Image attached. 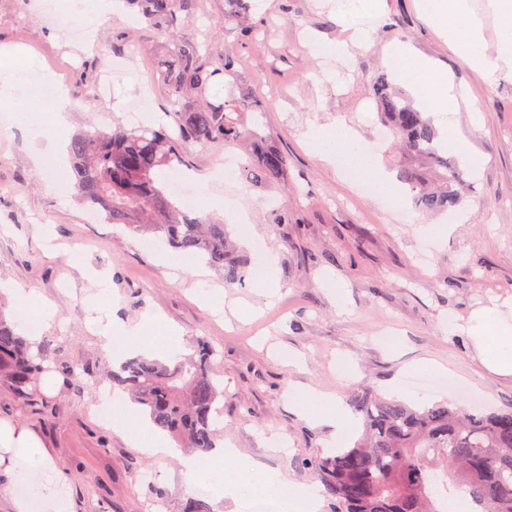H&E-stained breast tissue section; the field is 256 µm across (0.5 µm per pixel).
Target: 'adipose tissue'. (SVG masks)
I'll return each instance as SVG.
<instances>
[{"label":"adipose tissue","instance_id":"1","mask_svg":"<svg viewBox=\"0 0 512 512\" xmlns=\"http://www.w3.org/2000/svg\"><path fill=\"white\" fill-rule=\"evenodd\" d=\"M429 22L447 38L449 47L487 83H495L504 70L512 69V0H422ZM493 18L499 39L495 52H488L484 22ZM400 78L413 91L421 104L440 118L456 112L458 100L453 86L434 64L425 58L405 52L400 65ZM468 335L482 364L491 372L512 375V321L496 309L474 312ZM89 325L98 336L120 346L113 362L133 353L177 355L178 346L142 335L140 327L125 326L105 319L101 308L91 310ZM302 414L335 427L337 437L349 435L357 421L341 408L333 394L307 389L298 396ZM113 430L122 432L128 442L151 456L172 455L174 449L153 433L141 417L131 409L112 420ZM208 466H201L196 455L182 457L187 475L207 480L216 501L231 500L236 512H249L255 502L266 500L276 512H319L321 498L317 487L299 488L286 474L251 461L238 449L218 445L208 456ZM40 474L45 493L44 512H73L67 491L71 477L56 467L41 438L25 425L0 419V475L23 481L29 473Z\"/></svg>","mask_w":512,"mask_h":512}]
</instances>
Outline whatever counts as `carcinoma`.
<instances>
[{
  "label": "carcinoma",
  "mask_w": 512,
  "mask_h": 512,
  "mask_svg": "<svg viewBox=\"0 0 512 512\" xmlns=\"http://www.w3.org/2000/svg\"><path fill=\"white\" fill-rule=\"evenodd\" d=\"M169 44L156 63V79L167 93L178 135L161 125L117 126L109 132L72 138L69 162L76 174L77 199L123 224L132 233L164 239L189 257L201 258L230 282H243L245 265L233 256L224 224L192 217L158 178L181 162L178 146L207 147L245 143L250 168L263 181L286 175L285 154L259 122L264 112L249 90L223 100L210 90L231 75L229 55L208 56L194 39L176 34V24L193 18L198 0H128ZM224 20L234 22L244 39L253 37L250 0H224ZM381 121L403 152L399 181L413 193L415 206L440 213L456 207L461 172L445 156L432 119L393 91L388 77L373 86ZM40 343L17 334L0 302V378L22 397L48 370ZM216 350L201 345L190 355L132 356L108 371L112 388L126 393L135 411L153 426L206 454L214 448L218 423L215 403L224 395L216 378ZM355 410L363 433L351 448L314 463L337 512H440L437 483L452 484L468 495L475 512H512V406L476 413L446 402L412 407L402 401L364 397Z\"/></svg>",
  "instance_id": "cac0c4a2"
}]
</instances>
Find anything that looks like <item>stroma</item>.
<instances>
[{"label": "stroma", "instance_id": "obj_1", "mask_svg": "<svg viewBox=\"0 0 512 512\" xmlns=\"http://www.w3.org/2000/svg\"><path fill=\"white\" fill-rule=\"evenodd\" d=\"M254 41L224 21V0H200L193 23L180 35L204 42L213 57L232 47L233 73L224 88L250 89L265 110L258 121L288 159L283 185L244 174L225 180V155L248 162L246 146L185 148L183 174L206 177L210 197L195 212L226 222L250 271L245 283L225 281L204 262L174 257L169 247L124 225L92 222L73 184L59 185L53 169L35 164L47 140L29 128H0V281L43 294L57 306L39 340L49 375L48 393L36 384L29 399L0 381V418L34 430L58 468L72 475L74 512H184L200 499L211 512H232L191 485L177 458L150 457L133 448L97 415L111 347L87 323L94 304L114 321L151 319L176 331L182 353L205 342L218 353L224 387L221 438L253 460L286 473L299 485L318 484L310 461L328 456L331 430L303 416L292 394L310 387L336 395L345 410L362 394L392 397L401 378L410 402L449 401L465 409L512 405V375L488 371L465 332L482 308L512 310V73L494 85L458 57L431 26L418 0H383L365 16L370 38L354 43L333 0H254ZM43 0H0V49L20 47L45 78L66 77L72 100L69 135L110 129L126 120L127 102L147 87L142 123L172 126L170 106L153 77L164 49L153 24L123 8L93 28L92 38L70 46L47 21ZM348 41L343 57L315 53L312 43ZM140 55L130 58L129 45ZM431 60L460 94L459 108L439 132L450 156L465 154L460 204L443 215L406 203L385 206L381 193L362 194L336 156L311 146L310 131L351 129L373 166L393 172L398 155L372 97L380 75L397 80L390 58L400 48ZM119 72L110 98L95 97L107 70ZM78 256L81 267L69 264ZM273 269V285L265 271ZM106 275V285L87 271ZM460 330L449 333V324ZM429 359L449 369L459 387L426 384L421 373L402 375ZM282 439L284 450L273 448ZM152 483L140 482L144 472Z\"/></svg>", "mask_w": 512, "mask_h": 512}]
</instances>
